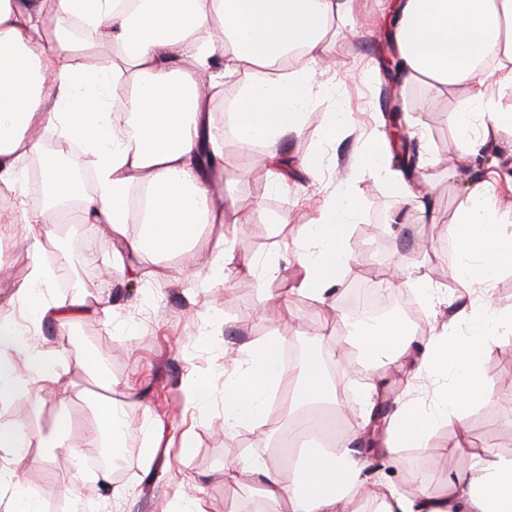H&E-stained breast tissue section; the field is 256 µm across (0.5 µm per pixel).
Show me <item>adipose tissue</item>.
Masks as SVG:
<instances>
[{
	"instance_id": "1",
	"label": "adipose tissue",
	"mask_w": 512,
	"mask_h": 512,
	"mask_svg": "<svg viewBox=\"0 0 512 512\" xmlns=\"http://www.w3.org/2000/svg\"><path fill=\"white\" fill-rule=\"evenodd\" d=\"M355 0H0V183L15 185L23 163L38 154V131L54 128L92 149L96 187L79 194L70 171L48 164L43 178L45 203L34 219L44 222L75 213L98 225L112 265L140 274L143 252L163 255L187 247L200 225L215 227L213 249L226 254L223 230L229 209L215 198L224 172V133L213 124L218 89L238 79L242 94L234 105V132L243 149L262 146L265 161L280 166V145L303 128L312 89L323 64L324 39L337 20L352 14ZM393 43L403 84L427 83L470 88L466 109L454 113L464 149L473 157L505 127H512V0H387ZM58 24L79 19L102 27L116 48L111 75L76 65L89 44L48 32L47 16ZM69 65H62V58ZM295 58L292 69L282 61ZM491 61L490 73L474 61ZM210 78H203V71ZM131 117L132 130L117 136L110 111ZM396 201L393 223L410 215H434L432 203L399 170L385 175ZM485 181L472 183L467 201L449 225L457 262L454 277L475 288L478 304L432 334L415 350L405 323L391 317L374 329L354 334L359 357L376 369L365 398L363 427L379 432L376 448L342 442L332 452L301 455L284 480L280 465L242 455L225 464L224 482L257 496L265 512H512V457L477 445L466 410L487 398L482 361L495 336L512 327V309L496 306L492 293L512 271V233H504L499 208L488 200ZM353 199L331 195L308 245L296 250L303 275L299 293L323 299L337 280L349 277L353 260L345 245ZM141 231L129 236L130 221ZM50 269L34 266L19 287L35 323L73 324L88 311L77 292L64 304L50 302L44 290ZM17 321L0 324V405L29 385L57 383L59 353L30 346L28 372L18 374L7 354L16 350ZM284 339L270 335L253 342L232 362L221 405L224 427L265 438L302 402L323 403L330 396L321 359L310 356L292 367L282 364ZM395 362L406 370L403 403L389 415L373 410L387 391L380 369ZM456 379L448 397L426 401L428 385L448 368ZM101 428L91 443L71 440L66 420H57L45 445L71 465V482L85 475L80 460L87 447L121 448L126 422L111 400L99 409ZM455 433L453 448L435 443L442 427ZM421 448L432 454L464 456L469 468L440 487L413 471V490L392 481L398 451Z\"/></svg>"
}]
</instances>
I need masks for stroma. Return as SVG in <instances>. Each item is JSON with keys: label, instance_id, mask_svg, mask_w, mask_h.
I'll list each match as a JSON object with an SVG mask.
<instances>
[{"label": "stroma", "instance_id": "1", "mask_svg": "<svg viewBox=\"0 0 512 512\" xmlns=\"http://www.w3.org/2000/svg\"><path fill=\"white\" fill-rule=\"evenodd\" d=\"M356 2L348 21L354 35L328 36L326 53L333 63L321 78L325 90L311 99L302 132L283 144L287 177L264 169L261 157L245 155L227 130L224 97L238 95L239 86L225 85L224 96L215 100L213 122L224 131V178L231 189L235 218L227 234L249 255L268 263L265 287L288 299L289 289L300 278L293 252L303 243L307 225L327 196L350 190L358 210L346 249L356 265L357 280L391 277L398 265L415 267L442 298L440 306L433 308L416 289L398 291L399 296L413 300L422 316L409 324L419 346L428 341L432 328L451 321L471 299L466 287L451 275L455 256L443 259L430 248L432 242L447 239L448 226L466 198L468 172L462 166L460 138L449 126L448 116L465 104L467 95L427 84L406 87L404 121L418 113L426 120L423 130L412 132L411 137L420 149L421 183L434 201L439 221L427 224L414 217L403 224L390 223L395 203L382 173L358 163L371 133L386 130L382 115L390 106L389 82L379 60L390 31L382 19L381 0ZM339 111L346 117L335 125V139L326 140L324 131L332 123V114ZM319 151L326 155L327 168L314 178L305 174L301 162ZM29 198L28 186H20L0 209V315L29 319L17 286L34 264L43 262L51 245L63 246L68 253V272L88 270L81 289L91 300L88 315L72 326L36 327L35 340L60 351L65 378L44 393L42 408H35L28 395L16 396L15 409L5 420L23 423L39 443L61 417L68 420L75 437H95L100 429L95 398L101 388L96 373L84 363L83 354L89 351L101 371L113 379L112 402L122 408L128 433L121 463L109 471L107 480L71 486L68 462L50 458L47 448L41 447L37 456L18 466L19 488L35 494L41 512H52L56 502L61 505L59 512H68L75 499L84 501L86 512H181L189 497L202 498L207 512H225L224 501L233 496L239 499L240 512H257V498L225 489L224 465L246 449L265 459L277 458L280 437L263 442L247 430H225L219 403L187 409L185 385L195 377L221 393L226 352L241 351L272 333L306 340L318 330L326 336L324 350L344 351V338L335 332L344 309L335 307L329 314L317 302L298 305L294 319L261 323L255 309L262 289L254 278L237 273V256L214 260L207 227H199L186 252L145 258L147 267L169 268V279L157 282L110 269V251L96 225L12 223L20 201ZM482 371L493 391L469 409L468 428L481 444L512 456V334L495 338ZM371 379L370 367L344 369L335 409L338 433L357 429L361 398ZM159 421L167 427L168 449L147 467L141 450L151 442L152 425ZM186 433L192 435L194 446L184 455L180 441ZM399 458L401 465L391 477L406 488L411 485L406 473L417 465H426L428 481L437 486L468 466L466 459L450 460L418 448L402 449ZM116 487L123 491L117 499L112 496Z\"/></svg>", "mask_w": 512, "mask_h": 512}]
</instances>
